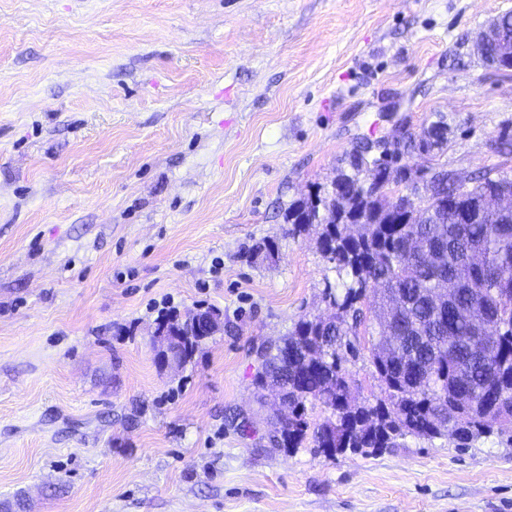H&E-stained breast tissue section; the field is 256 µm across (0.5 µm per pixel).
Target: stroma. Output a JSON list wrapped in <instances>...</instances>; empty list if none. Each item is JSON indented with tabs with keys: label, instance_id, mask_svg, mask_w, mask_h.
Instances as JSON below:
<instances>
[{
	"label": "stroma",
	"instance_id": "obj_1",
	"mask_svg": "<svg viewBox=\"0 0 512 512\" xmlns=\"http://www.w3.org/2000/svg\"><path fill=\"white\" fill-rule=\"evenodd\" d=\"M512 0H0V504L26 512H512V442L285 452L257 353L339 287L295 201L369 142L414 170L512 155ZM278 254L251 255L262 240ZM224 316L161 370L169 313ZM351 395H380L368 351Z\"/></svg>",
	"mask_w": 512,
	"mask_h": 512
}]
</instances>
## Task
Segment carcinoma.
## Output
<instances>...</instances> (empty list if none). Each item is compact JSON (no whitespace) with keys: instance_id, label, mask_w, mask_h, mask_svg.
<instances>
[{"instance_id":"carcinoma-1","label":"carcinoma","mask_w":512,"mask_h":512,"mask_svg":"<svg viewBox=\"0 0 512 512\" xmlns=\"http://www.w3.org/2000/svg\"><path fill=\"white\" fill-rule=\"evenodd\" d=\"M365 144L323 194L289 206L292 234L320 227L319 248L335 264L343 293L327 287L334 321L302 319L274 350L260 351L256 385L297 414L277 418L275 447L335 452L389 448L399 437H452L468 448L493 433L512 437V211L477 205L512 176H463L429 168L434 195H392ZM369 337L381 397L353 401L338 348L359 352ZM333 417L312 428L305 401Z\"/></svg>"}]
</instances>
